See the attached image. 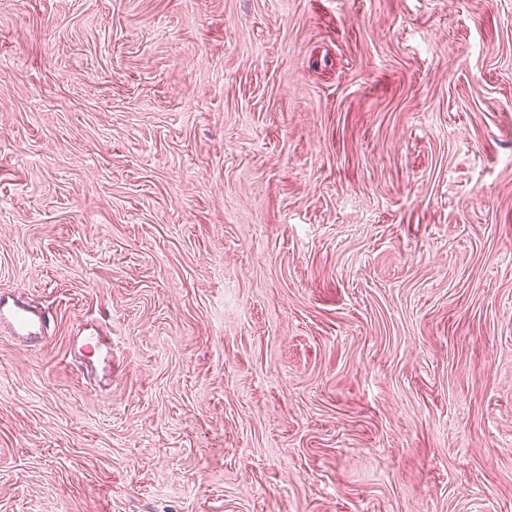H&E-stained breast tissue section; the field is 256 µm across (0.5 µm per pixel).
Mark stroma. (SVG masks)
<instances>
[{
	"mask_svg": "<svg viewBox=\"0 0 512 512\" xmlns=\"http://www.w3.org/2000/svg\"><path fill=\"white\" fill-rule=\"evenodd\" d=\"M1 291L0 512H512V0H0ZM50 320L49 313L0 292V331L7 329L19 341L33 342L45 336ZM84 331H89V333H84ZM77 338L81 342V348L82 350L87 354L88 356V363L89 365H81L80 371L82 375L85 377H89L88 367L92 369L94 366L93 360H91V357L94 355L102 356L103 362L107 361L109 366L112 367V342L106 337L103 336L97 326L91 325L90 328H80L77 332Z\"/></svg>",
	"mask_w": 512,
	"mask_h": 512,
	"instance_id": "35a3bbf8",
	"label": "stroma"
}]
</instances>
